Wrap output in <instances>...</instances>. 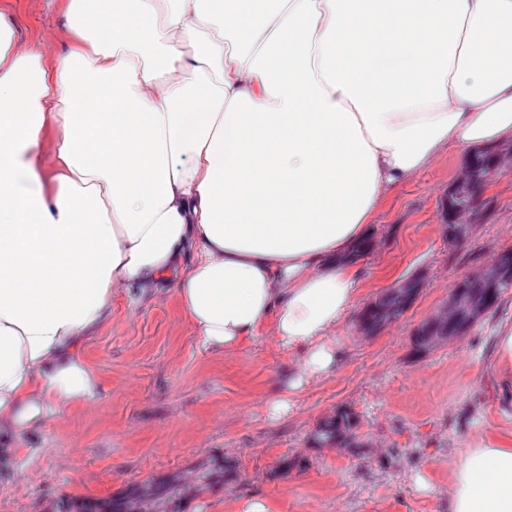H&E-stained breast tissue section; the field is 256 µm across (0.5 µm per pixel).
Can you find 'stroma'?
Wrapping results in <instances>:
<instances>
[{
	"instance_id": "obj_1",
	"label": "stroma",
	"mask_w": 512,
	"mask_h": 512,
	"mask_svg": "<svg viewBox=\"0 0 512 512\" xmlns=\"http://www.w3.org/2000/svg\"><path fill=\"white\" fill-rule=\"evenodd\" d=\"M0 11L13 20L16 47L50 61L68 52L58 0H0ZM461 168L449 151L381 205L376 246L360 259L356 306L338 337L341 363L280 418L269 403L285 393L293 366L270 336L212 355L193 341L172 285L139 303L113 296L110 319L82 351L96 398L11 439L26 472L0 467V512H111L162 481L164 512H226L253 495L278 498L281 512H448L457 454L479 434L512 437L494 370L512 291L467 335L424 354L412 344L455 282L512 248V164L491 173L486 216L449 244L448 196ZM413 276L423 286L411 308L365 334V308ZM339 413L354 420L357 451L316 439Z\"/></svg>"
}]
</instances>
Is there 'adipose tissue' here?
I'll list each match as a JSON object with an SVG mask.
<instances>
[{"label": "adipose tissue", "mask_w": 512, "mask_h": 512, "mask_svg": "<svg viewBox=\"0 0 512 512\" xmlns=\"http://www.w3.org/2000/svg\"><path fill=\"white\" fill-rule=\"evenodd\" d=\"M62 4L52 64L0 13V434L92 400L84 339L164 282L202 351L295 359L288 414L336 370L381 204L512 141V0ZM448 512H512V448L478 436Z\"/></svg>", "instance_id": "ef3b65f1"}]
</instances>
